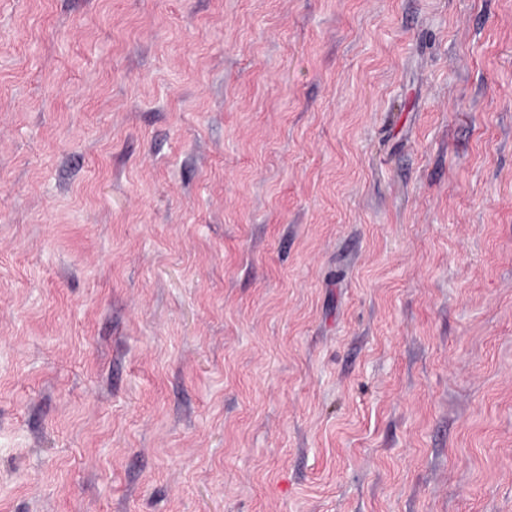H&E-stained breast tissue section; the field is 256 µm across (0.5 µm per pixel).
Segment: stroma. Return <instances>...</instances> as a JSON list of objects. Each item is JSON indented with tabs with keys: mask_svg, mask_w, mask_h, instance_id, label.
<instances>
[{
	"mask_svg": "<svg viewBox=\"0 0 512 512\" xmlns=\"http://www.w3.org/2000/svg\"><path fill=\"white\" fill-rule=\"evenodd\" d=\"M0 512H512V0H0Z\"/></svg>",
	"mask_w": 512,
	"mask_h": 512,
	"instance_id": "1",
	"label": "stroma"
}]
</instances>
